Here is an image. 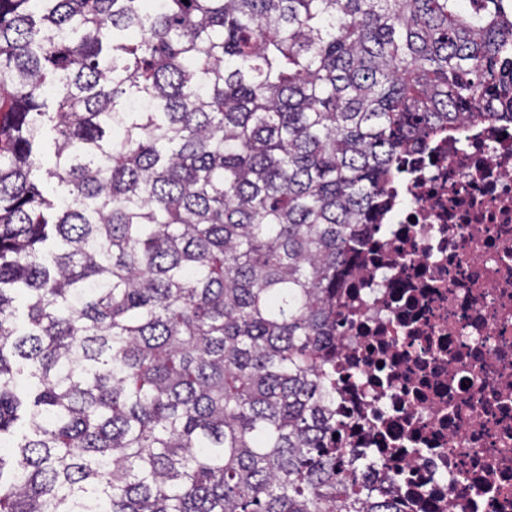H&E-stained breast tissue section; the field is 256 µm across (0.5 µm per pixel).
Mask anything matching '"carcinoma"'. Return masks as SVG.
<instances>
[{"mask_svg": "<svg viewBox=\"0 0 512 512\" xmlns=\"http://www.w3.org/2000/svg\"><path fill=\"white\" fill-rule=\"evenodd\" d=\"M475 119L512 0H0V512H391L327 446L336 278ZM54 137L55 133L52 129V123L46 121L42 137L39 141V151L43 158V169L34 172V179L42 190L47 193L48 197H53L54 194L59 193L62 189L55 181L47 179L45 174V169L52 165L54 161Z\"/></svg>", "mask_w": 512, "mask_h": 512, "instance_id": "cac0c4a2", "label": "carcinoma"}]
</instances>
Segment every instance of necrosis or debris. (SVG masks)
<instances>
[{"instance_id":"necrosis-or-debris-1","label":"necrosis or debris","mask_w":512,"mask_h":512,"mask_svg":"<svg viewBox=\"0 0 512 512\" xmlns=\"http://www.w3.org/2000/svg\"><path fill=\"white\" fill-rule=\"evenodd\" d=\"M393 192L336 290L333 444L394 512H512V124L430 141Z\"/></svg>"}]
</instances>
